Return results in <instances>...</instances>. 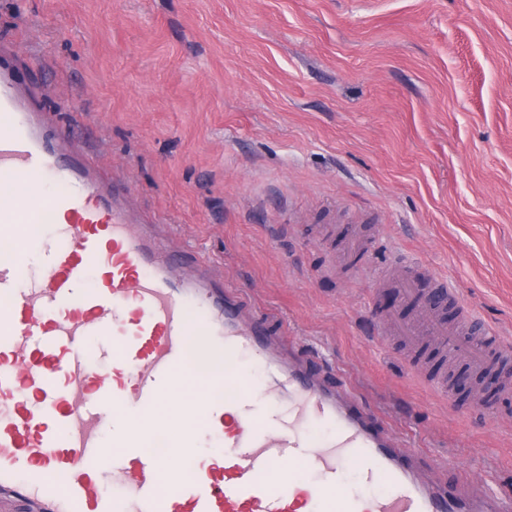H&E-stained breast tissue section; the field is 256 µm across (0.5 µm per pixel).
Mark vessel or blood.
<instances>
[{
	"label": "vessel or blood",
	"instance_id": "obj_1",
	"mask_svg": "<svg viewBox=\"0 0 512 512\" xmlns=\"http://www.w3.org/2000/svg\"><path fill=\"white\" fill-rule=\"evenodd\" d=\"M20 67L0 46V497L29 512H512L511 497L463 479L423 480L383 417L317 371L211 262L191 259L178 276L168 236L132 220L127 191L48 118ZM23 224L46 227L31 237L35 268L16 244ZM429 282L422 291L405 259L403 309L389 319L399 335L468 351L476 375L512 360L494 329L472 341L446 326L435 306L459 300L444 279ZM219 352L220 378L205 369ZM189 377L204 395L180 419L152 422ZM198 416L224 457L187 469ZM118 418L126 432L105 442ZM156 434L165 452L146 450ZM108 482L120 493L104 495Z\"/></svg>",
	"mask_w": 512,
	"mask_h": 512
}]
</instances>
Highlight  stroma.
<instances>
[{"label": "stroma", "instance_id": "stroma-1", "mask_svg": "<svg viewBox=\"0 0 512 512\" xmlns=\"http://www.w3.org/2000/svg\"><path fill=\"white\" fill-rule=\"evenodd\" d=\"M24 79L173 246L389 423L512 491V408L380 334L409 256L512 346V0H0ZM374 237L357 271L346 241Z\"/></svg>", "mask_w": 512, "mask_h": 512}]
</instances>
